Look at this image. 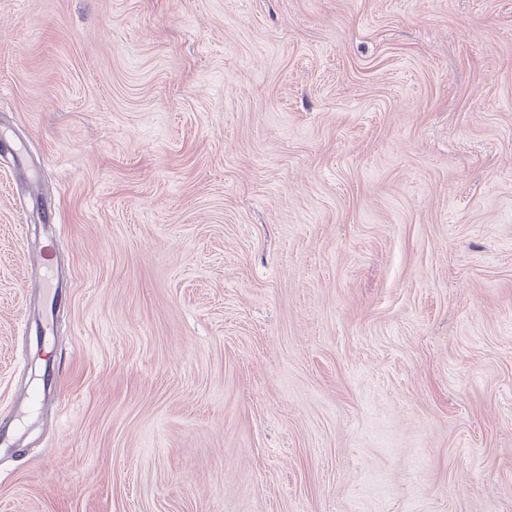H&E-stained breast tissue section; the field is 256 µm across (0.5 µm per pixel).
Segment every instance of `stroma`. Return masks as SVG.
I'll use <instances>...</instances> for the list:
<instances>
[{"mask_svg":"<svg viewBox=\"0 0 512 512\" xmlns=\"http://www.w3.org/2000/svg\"><path fill=\"white\" fill-rule=\"evenodd\" d=\"M0 136V512H512V0H0Z\"/></svg>","mask_w":512,"mask_h":512,"instance_id":"stroma-1","label":"stroma"}]
</instances>
